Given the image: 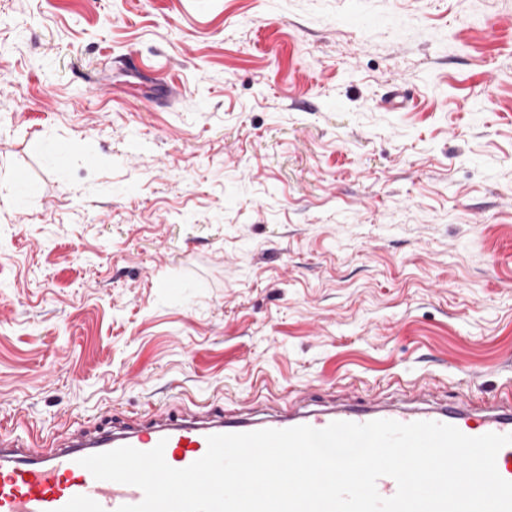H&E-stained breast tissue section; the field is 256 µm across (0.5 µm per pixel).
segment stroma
Returning <instances> with one entry per match:
<instances>
[{"label": "stroma", "instance_id": "stroma-1", "mask_svg": "<svg viewBox=\"0 0 512 512\" xmlns=\"http://www.w3.org/2000/svg\"><path fill=\"white\" fill-rule=\"evenodd\" d=\"M510 380L512 0H0V428Z\"/></svg>", "mask_w": 512, "mask_h": 512}]
</instances>
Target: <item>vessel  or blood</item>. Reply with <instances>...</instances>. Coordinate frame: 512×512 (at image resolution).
<instances>
[{"label":"vessel or blood","instance_id":"vessel-or-blood-1","mask_svg":"<svg viewBox=\"0 0 512 512\" xmlns=\"http://www.w3.org/2000/svg\"><path fill=\"white\" fill-rule=\"evenodd\" d=\"M381 419L449 424L471 437L512 434V384L507 385L504 397L478 407L467 403L384 405L370 397L359 403L341 402L303 411L285 401L276 414L257 418L200 405L193 410L159 408L119 426L91 431L76 428L59 436L0 433V512H117L120 506L140 503V488L95 479L80 464L84 457L122 446L149 451L164 444L167 464L182 469L206 454L207 439L212 435L300 425L323 429L335 421L364 424Z\"/></svg>","mask_w":512,"mask_h":512}]
</instances>
